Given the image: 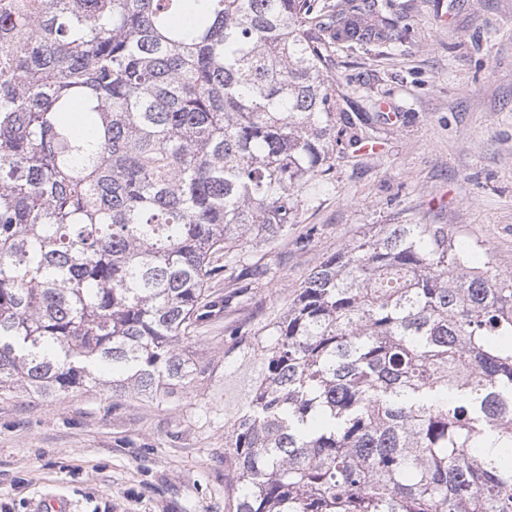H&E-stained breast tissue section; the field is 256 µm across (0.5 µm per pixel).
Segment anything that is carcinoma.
<instances>
[{"label": "carcinoma", "mask_w": 512, "mask_h": 512, "mask_svg": "<svg viewBox=\"0 0 512 512\" xmlns=\"http://www.w3.org/2000/svg\"><path fill=\"white\" fill-rule=\"evenodd\" d=\"M398 0H10L0 7V394L177 401L183 344L269 269L358 143L336 50L406 37ZM224 257L233 291H212ZM224 407V512H512V275L442 224L316 265Z\"/></svg>", "instance_id": "carcinoma-1"}]
</instances>
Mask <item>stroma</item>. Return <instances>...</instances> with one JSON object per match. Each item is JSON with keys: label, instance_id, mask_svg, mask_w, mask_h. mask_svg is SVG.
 <instances>
[{"label": "stroma", "instance_id": "1", "mask_svg": "<svg viewBox=\"0 0 512 512\" xmlns=\"http://www.w3.org/2000/svg\"><path fill=\"white\" fill-rule=\"evenodd\" d=\"M388 51L335 52L327 75L371 151L348 148L296 217L306 249L254 240L273 277L202 322L192 350L211 377L182 405L80 389L48 402L0 396V512H224V343L287 309L311 269L374 224H444L512 272V0H409Z\"/></svg>", "mask_w": 512, "mask_h": 512}]
</instances>
